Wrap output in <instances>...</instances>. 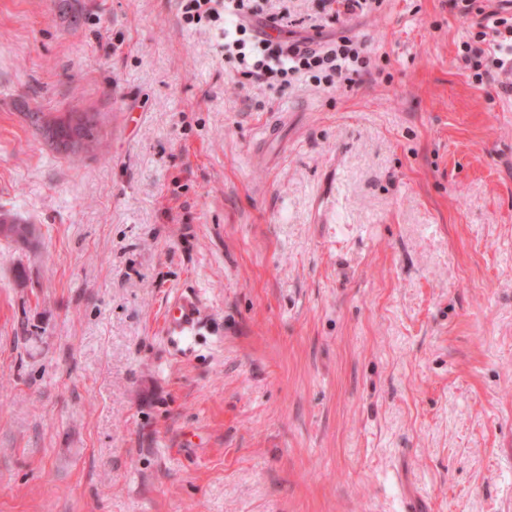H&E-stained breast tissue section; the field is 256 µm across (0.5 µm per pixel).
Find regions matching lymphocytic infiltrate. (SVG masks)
I'll list each match as a JSON object with an SVG mask.
<instances>
[{
	"mask_svg": "<svg viewBox=\"0 0 512 512\" xmlns=\"http://www.w3.org/2000/svg\"><path fill=\"white\" fill-rule=\"evenodd\" d=\"M178 6L185 27L205 20L223 23L224 54L237 72L280 93L301 76L318 85L350 84L369 65L364 44L345 35L319 47L277 38L281 20L258 0H179ZM504 33L512 36V17H496L462 42L461 59L476 84L495 72L512 73V43L501 42Z\"/></svg>",
	"mask_w": 512,
	"mask_h": 512,
	"instance_id": "obj_1",
	"label": "lymphocytic infiltrate"
}]
</instances>
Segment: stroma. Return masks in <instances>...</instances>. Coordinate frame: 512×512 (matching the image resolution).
I'll use <instances>...</instances> for the list:
<instances>
[{
    "label": "stroma",
    "instance_id": "obj_1",
    "mask_svg": "<svg viewBox=\"0 0 512 512\" xmlns=\"http://www.w3.org/2000/svg\"><path fill=\"white\" fill-rule=\"evenodd\" d=\"M475 4L264 0L370 58L277 93L177 0H0V512H512V97L458 60L512 0ZM73 111L102 151L30 119ZM382 2V0H333V3H336V10L331 8L332 18L340 22L350 15L372 12L379 8ZM71 113L74 112H63L58 116L48 119L45 112H34L31 113L30 118L35 124H39L45 130L47 137L55 144L56 148L62 149L63 151H71L73 150V139L75 135H81L95 140L97 128V113L83 112L88 116V120L80 130H74L67 122L68 115ZM198 322V308L189 298H181L167 311V328L173 336H179L195 328Z\"/></svg>",
    "mask_w": 512,
    "mask_h": 512
}]
</instances>
